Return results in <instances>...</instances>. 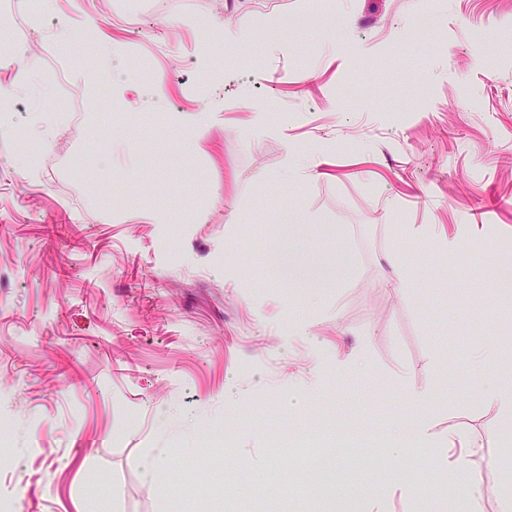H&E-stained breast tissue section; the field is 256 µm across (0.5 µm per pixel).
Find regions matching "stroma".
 <instances>
[{
	"label": "stroma",
	"instance_id": "1",
	"mask_svg": "<svg viewBox=\"0 0 512 512\" xmlns=\"http://www.w3.org/2000/svg\"><path fill=\"white\" fill-rule=\"evenodd\" d=\"M322 2L342 35L304 27ZM83 8L104 55L61 40L71 0H10L29 44L0 63V493L21 512H512L474 359L496 341L512 377V281L495 277L512 257V0H147L135 23L124 0ZM194 14L251 41L226 58ZM138 55L154 76L131 84ZM29 137L49 177L16 163ZM314 149L318 176L288 179ZM290 207L310 217L311 280L268 246ZM391 252L406 277L388 288ZM436 353L434 439L389 457L413 411L397 376L421 381ZM451 431L484 446L479 503L440 467ZM300 432L320 447L277 449ZM340 440L363 461L320 486Z\"/></svg>",
	"mask_w": 512,
	"mask_h": 512
}]
</instances>
